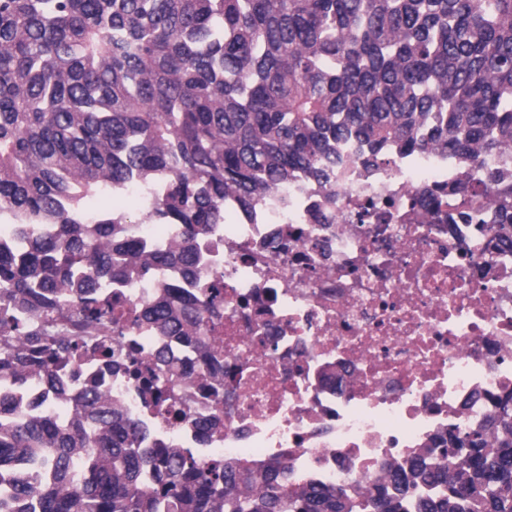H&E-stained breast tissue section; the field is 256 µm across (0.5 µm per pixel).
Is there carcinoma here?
I'll list each match as a JSON object with an SVG mask.
<instances>
[{
	"label": "carcinoma",
	"mask_w": 512,
	"mask_h": 512,
	"mask_svg": "<svg viewBox=\"0 0 512 512\" xmlns=\"http://www.w3.org/2000/svg\"><path fill=\"white\" fill-rule=\"evenodd\" d=\"M417 151L447 155L459 177L411 207H461L512 242V179H473L486 158H512V0H0V209L21 240L0 246V381L63 385L91 326L216 332L219 278L193 303L164 286L132 314L95 295L127 276L114 256L137 249L113 229L124 217L88 215L102 190L162 177L151 217L185 227L175 254L191 267L224 203L248 214L302 177L325 223L342 174ZM26 311L66 315L68 333L49 337ZM75 401L24 421L0 403V512L27 499L34 512H512L507 409L356 501L290 492L275 467L139 452L95 377Z\"/></svg>",
	"instance_id": "cac0c4a2"
}]
</instances>
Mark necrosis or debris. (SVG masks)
<instances>
[{
  "label": "necrosis or debris",
  "instance_id": "obj_1",
  "mask_svg": "<svg viewBox=\"0 0 512 512\" xmlns=\"http://www.w3.org/2000/svg\"><path fill=\"white\" fill-rule=\"evenodd\" d=\"M457 175L438 152L348 172L326 224L309 218L319 188L295 179L253 216L201 232L193 268L137 274L123 258L131 274L118 293L131 305L161 285L199 299L224 277L208 342L130 322L109 336L139 360L141 379L119 369L105 379L138 447L174 448L200 466L273 465L289 490L314 485L359 500L414 456L512 406V246L455 214L406 216L414 190ZM117 230L146 255L172 251L183 233L146 219ZM160 350L174 383L157 396L145 379ZM97 369L86 357L65 391L37 378L0 382V394L19 417L71 411L74 391ZM173 406L182 418L169 415Z\"/></svg>",
  "mask_w": 512,
  "mask_h": 512
}]
</instances>
